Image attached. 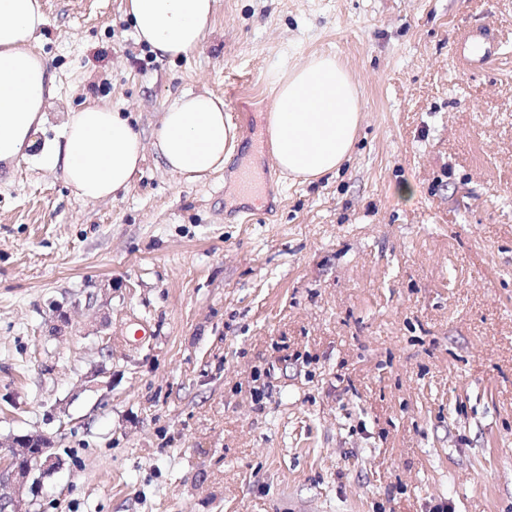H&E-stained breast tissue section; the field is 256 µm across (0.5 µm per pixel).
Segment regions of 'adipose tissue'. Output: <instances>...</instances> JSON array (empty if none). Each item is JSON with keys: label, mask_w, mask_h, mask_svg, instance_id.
<instances>
[{"label": "adipose tissue", "mask_w": 512, "mask_h": 512, "mask_svg": "<svg viewBox=\"0 0 512 512\" xmlns=\"http://www.w3.org/2000/svg\"><path fill=\"white\" fill-rule=\"evenodd\" d=\"M215 0H126L138 41L161 58L189 55L202 43ZM45 19L37 0H0V162L11 166L39 147V166L61 170L85 202L127 190L145 158L141 132L121 113L90 103L62 127L58 140L37 143L53 96L52 78L35 46ZM363 121L357 86L336 54L282 67L274 80L270 154L286 175L305 179L338 171ZM235 127L223 101L188 92L166 106L153 146L166 168L195 181L229 161Z\"/></svg>", "instance_id": "ef3b65f1"}]
</instances>
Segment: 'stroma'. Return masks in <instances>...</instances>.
<instances>
[{
  "label": "stroma",
  "mask_w": 512,
  "mask_h": 512,
  "mask_svg": "<svg viewBox=\"0 0 512 512\" xmlns=\"http://www.w3.org/2000/svg\"><path fill=\"white\" fill-rule=\"evenodd\" d=\"M48 122L98 103L151 139L166 103L224 102L236 150L185 180L147 148L116 199L0 166V442L57 464L21 512H512V0H216L156 58L125 0H39ZM503 57L468 72L458 30ZM333 51L364 107L313 180L263 156L271 76ZM413 188L410 197L400 189Z\"/></svg>",
  "instance_id": "obj_1"
}]
</instances>
